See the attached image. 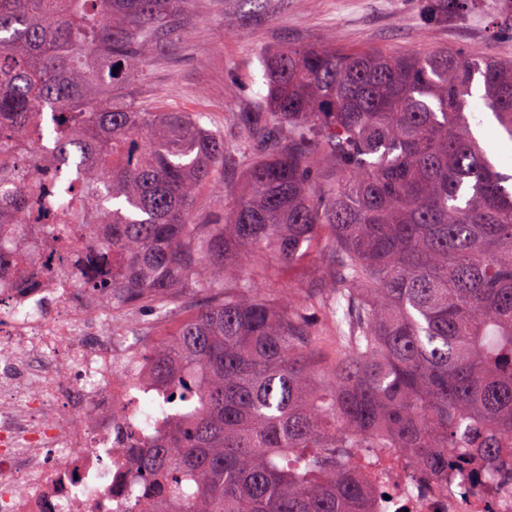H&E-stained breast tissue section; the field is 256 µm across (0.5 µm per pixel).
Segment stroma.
<instances>
[{
  "mask_svg": "<svg viewBox=\"0 0 512 512\" xmlns=\"http://www.w3.org/2000/svg\"><path fill=\"white\" fill-rule=\"evenodd\" d=\"M426 0H189L183 35L147 64L127 94L144 107L206 113L208 128L237 136L257 109L261 56L285 44L345 51L468 50L512 56V11L502 0L426 19Z\"/></svg>",
  "mask_w": 512,
  "mask_h": 512,
  "instance_id": "obj_1",
  "label": "stroma"
}]
</instances>
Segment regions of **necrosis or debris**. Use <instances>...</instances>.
<instances>
[{
	"label": "necrosis or debris",
	"instance_id": "1",
	"mask_svg": "<svg viewBox=\"0 0 512 512\" xmlns=\"http://www.w3.org/2000/svg\"><path fill=\"white\" fill-rule=\"evenodd\" d=\"M55 252L40 224L0 234V512H130L141 484L123 446L162 428L131 405L154 390L150 339L113 335L111 289L86 287L78 266L49 270ZM371 477L373 512H483L487 498L512 512V479L416 478L394 448Z\"/></svg>",
	"mask_w": 512,
	"mask_h": 512
}]
</instances>
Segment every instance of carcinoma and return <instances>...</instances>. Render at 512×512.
<instances>
[{
    "label": "carcinoma",
    "instance_id": "carcinoma-1",
    "mask_svg": "<svg viewBox=\"0 0 512 512\" xmlns=\"http://www.w3.org/2000/svg\"><path fill=\"white\" fill-rule=\"evenodd\" d=\"M186 0H0V185L30 133L76 178L54 195L90 242L87 284L168 317L153 350L167 429L126 451L171 512H370L375 488L344 449L397 448L416 474L494 481L512 469V174L476 136L468 97L512 138V57L287 45L260 61L261 111L240 140L202 112L153 111L125 93L180 36ZM470 0H435L430 15ZM248 163L224 215L198 211L224 164ZM14 213L69 229L28 171ZM112 207L83 209L87 200ZM326 252L308 306L254 277ZM103 288L106 283L101 282ZM336 325L331 368L310 363Z\"/></svg>",
    "mask_w": 512,
    "mask_h": 512
}]
</instances>
